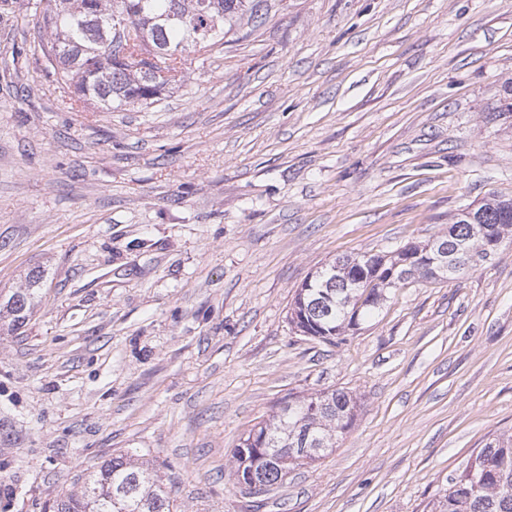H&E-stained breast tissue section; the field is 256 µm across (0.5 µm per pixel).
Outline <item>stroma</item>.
<instances>
[{
  "mask_svg": "<svg viewBox=\"0 0 512 512\" xmlns=\"http://www.w3.org/2000/svg\"><path fill=\"white\" fill-rule=\"evenodd\" d=\"M151 107L105 112L49 74L0 0V512H51L117 454L173 512H434L512 434V246L388 291L325 343L288 309L336 257L443 234L512 197V0H257ZM352 426L268 493L232 451L291 395ZM42 275L39 271H32L28 275L29 288L23 292L13 293L6 302L0 305V320L9 318L8 328L17 330L26 322L31 308L33 307V298L35 286L40 283ZM32 287V288H30Z\"/></svg>",
  "mask_w": 512,
  "mask_h": 512,
  "instance_id": "obj_1",
  "label": "stroma"
}]
</instances>
